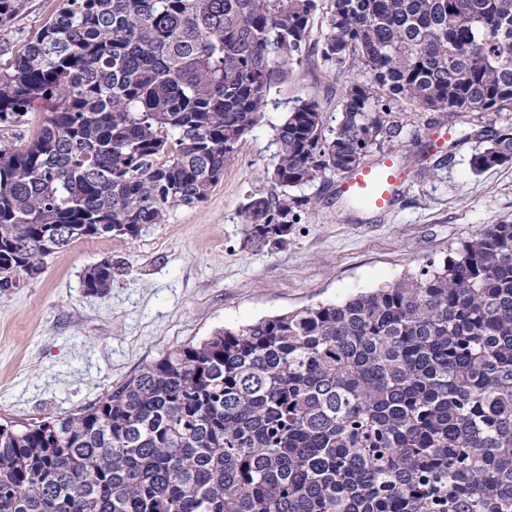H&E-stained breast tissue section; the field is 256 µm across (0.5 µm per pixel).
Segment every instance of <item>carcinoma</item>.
Instances as JSON below:
<instances>
[{"label": "carcinoma", "mask_w": 512, "mask_h": 512, "mask_svg": "<svg viewBox=\"0 0 512 512\" xmlns=\"http://www.w3.org/2000/svg\"><path fill=\"white\" fill-rule=\"evenodd\" d=\"M0 64V289L78 239L204 202L302 54L318 0H64ZM23 0H0V27ZM321 56L357 70L325 130L277 128L240 214L284 248L292 190L366 164L397 114L512 112V0H332ZM37 124L32 139L19 128ZM471 168L512 162L489 123ZM124 267L88 268L101 294ZM0 512H512V224L340 303L182 344L63 417L0 423Z\"/></svg>", "instance_id": "cac0c4a2"}]
</instances>
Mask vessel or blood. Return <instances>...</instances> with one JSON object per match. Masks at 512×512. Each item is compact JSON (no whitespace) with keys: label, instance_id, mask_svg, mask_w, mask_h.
<instances>
[{"label":"vessel or blood","instance_id":"b4317fda","mask_svg":"<svg viewBox=\"0 0 512 512\" xmlns=\"http://www.w3.org/2000/svg\"><path fill=\"white\" fill-rule=\"evenodd\" d=\"M408 181L407 168L395 158L385 157L344 174L336 184V195L361 202L373 214L384 215L392 210Z\"/></svg>","mask_w":512,"mask_h":512}]
</instances>
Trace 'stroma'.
I'll return each mask as SVG.
<instances>
[{"label":"stroma","instance_id":"obj_1","mask_svg":"<svg viewBox=\"0 0 512 512\" xmlns=\"http://www.w3.org/2000/svg\"><path fill=\"white\" fill-rule=\"evenodd\" d=\"M64 0H25L0 29V63L26 36L50 21ZM331 0H319L309 50L275 85L259 121L208 198L170 211L132 239L83 238L52 254L44 272L23 286L0 290V420L27 423L94 405L146 364L216 329L238 326L315 303H336L442 261L485 224L512 221V162L481 172L470 159L475 130L505 115L475 112L454 128L449 161L415 173L421 142L442 117L406 112L393 154L413 169L397 211L384 219L335 194V177L301 189L306 209L285 248L247 239L240 208L253 193L276 187L268 167L276 130L297 101L318 102L335 125L349 77L319 51ZM124 265L108 292L87 293L88 266Z\"/></svg>","mask_w":512,"mask_h":512}]
</instances>
